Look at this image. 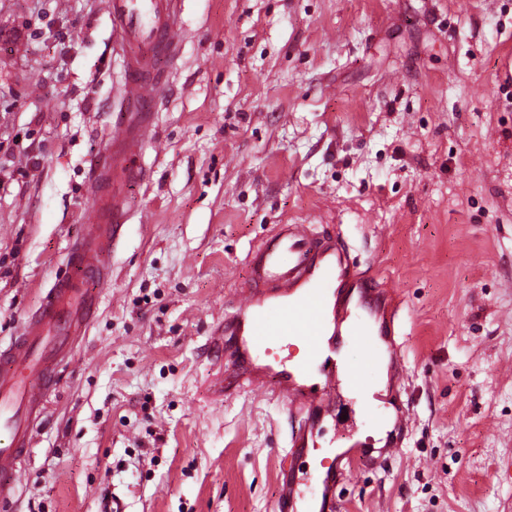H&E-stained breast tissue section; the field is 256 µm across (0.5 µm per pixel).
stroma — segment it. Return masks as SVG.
Returning a JSON list of instances; mask_svg holds the SVG:
<instances>
[{"label":"stroma","instance_id":"1","mask_svg":"<svg viewBox=\"0 0 512 512\" xmlns=\"http://www.w3.org/2000/svg\"><path fill=\"white\" fill-rule=\"evenodd\" d=\"M180 23L165 150L126 184L112 279L0 512H101L105 492L122 512H279L301 415L211 390L277 224L383 270L405 351L389 385L347 344L363 392L323 413L300 468L355 458L337 512H512V0H183ZM121 81L100 0H0V346L86 233ZM402 404L397 454L362 441Z\"/></svg>","mask_w":512,"mask_h":512}]
</instances>
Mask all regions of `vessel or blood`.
<instances>
[{"label":"vessel or blood","mask_w":512,"mask_h":512,"mask_svg":"<svg viewBox=\"0 0 512 512\" xmlns=\"http://www.w3.org/2000/svg\"><path fill=\"white\" fill-rule=\"evenodd\" d=\"M123 46V118L112 126L107 154L91 186L89 232L69 254L72 276L56 280L42 307L28 317L6 347H0V498L9 499L29 452L32 425L47 413L46 394L58 364L69 357L96 312L88 282L107 283V258L129 214L122 187L142 180L146 147L157 146L152 112L182 43L181 0H102ZM255 273L241 289L234 312L224 320V347L235 364L221 390L240 384L272 387L305 421L292 434L288 455H307L316 421L314 410L356 381L337 359L340 342L356 340L375 356H387L394 374L403 371V350L395 340L393 297L380 285L354 281L343 241L320 240L306 224H278L247 255ZM345 327H338L337 319ZM301 339V360H267L270 345ZM353 457L340 456L312 490L306 474L282 468L280 512H326L348 477Z\"/></svg>","instance_id":"vessel-or-blood-1"}]
</instances>
